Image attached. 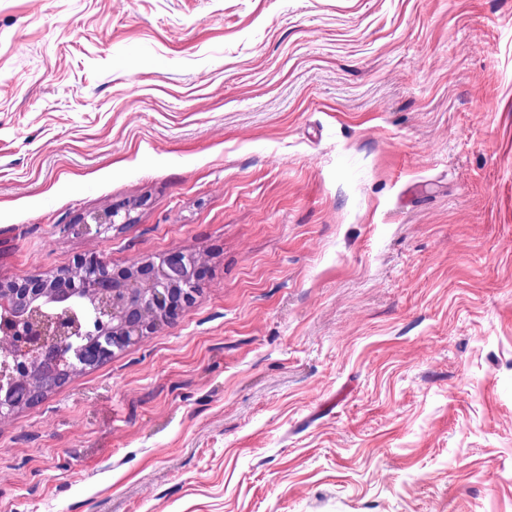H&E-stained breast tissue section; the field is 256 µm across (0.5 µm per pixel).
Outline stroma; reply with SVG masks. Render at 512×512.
<instances>
[{
	"mask_svg": "<svg viewBox=\"0 0 512 512\" xmlns=\"http://www.w3.org/2000/svg\"><path fill=\"white\" fill-rule=\"evenodd\" d=\"M175 251L0 512H512V0H0V280ZM89 217L90 222L87 217H80L72 227L77 228L79 232L90 234L92 232V226H94V233L96 235L101 234L112 228V224L118 223L117 218L120 217V209L111 206L102 212L90 214Z\"/></svg>",
	"mask_w": 512,
	"mask_h": 512,
	"instance_id": "1",
	"label": "stroma"
}]
</instances>
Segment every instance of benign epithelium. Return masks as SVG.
Here are the masks:
<instances>
[{
	"label": "benign epithelium",
	"mask_w": 512,
	"mask_h": 512,
	"mask_svg": "<svg viewBox=\"0 0 512 512\" xmlns=\"http://www.w3.org/2000/svg\"><path fill=\"white\" fill-rule=\"evenodd\" d=\"M131 223L117 207L81 217L73 227L101 234ZM206 261L172 252L114 269L81 257L67 270L0 282V334L11 344V370L0 376V418L60 389L77 369H92L114 351L173 324L200 296Z\"/></svg>",
	"instance_id": "7a95c632"
}]
</instances>
